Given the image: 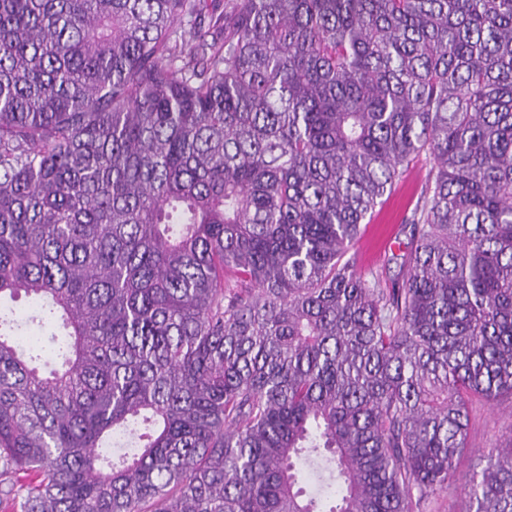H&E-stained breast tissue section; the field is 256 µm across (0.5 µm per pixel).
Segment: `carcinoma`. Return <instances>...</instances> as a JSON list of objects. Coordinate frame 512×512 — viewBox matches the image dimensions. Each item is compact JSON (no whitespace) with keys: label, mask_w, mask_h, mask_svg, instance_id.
<instances>
[{"label":"carcinoma","mask_w":512,"mask_h":512,"mask_svg":"<svg viewBox=\"0 0 512 512\" xmlns=\"http://www.w3.org/2000/svg\"><path fill=\"white\" fill-rule=\"evenodd\" d=\"M23 295L65 337L0 310V508L413 512L512 395V0H0ZM468 495L512 512V439ZM424 157L400 176L396 181L392 195L375 208L371 217H367L361 225V234L355 245L362 265L382 275L383 280L390 282L399 273L400 257L406 251L408 239L402 232V222L410 216L417 193L428 166ZM393 256L398 260L392 259Z\"/></svg>","instance_id":"1"}]
</instances>
